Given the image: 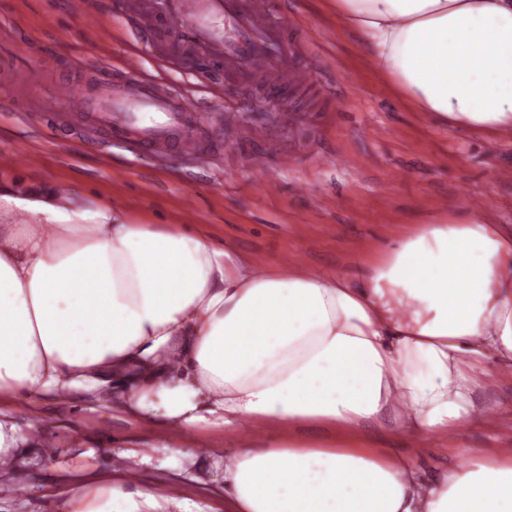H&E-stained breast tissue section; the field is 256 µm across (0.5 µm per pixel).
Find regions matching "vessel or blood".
<instances>
[{"instance_id": "b4317fda", "label": "vessel or blood", "mask_w": 512, "mask_h": 512, "mask_svg": "<svg viewBox=\"0 0 512 512\" xmlns=\"http://www.w3.org/2000/svg\"><path fill=\"white\" fill-rule=\"evenodd\" d=\"M155 0H140L135 32L148 38L155 22ZM167 21L186 39L203 44L225 74L248 80L261 74L271 85L306 89L317 72L298 57L304 41L298 30L273 25L269 0H168ZM101 125L129 141L132 150L158 154L180 146L197 150L202 122L187 95H173L155 79L131 75L101 81L94 93Z\"/></svg>"}]
</instances>
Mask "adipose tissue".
<instances>
[{"instance_id": "1", "label": "adipose tissue", "mask_w": 512, "mask_h": 512, "mask_svg": "<svg viewBox=\"0 0 512 512\" xmlns=\"http://www.w3.org/2000/svg\"><path fill=\"white\" fill-rule=\"evenodd\" d=\"M367 66L415 111L512 134V0H335ZM512 370V229L437 214L359 278L281 272L203 231L135 224L51 182L0 180V461L26 442L13 413L42 390L125 377L120 410L171 428L224 426V505L118 472L59 493V512H512V448L424 479L373 429L455 438L487 419L474 395ZM321 428L331 447L293 440ZM269 431L264 448L249 434Z\"/></svg>"}]
</instances>
